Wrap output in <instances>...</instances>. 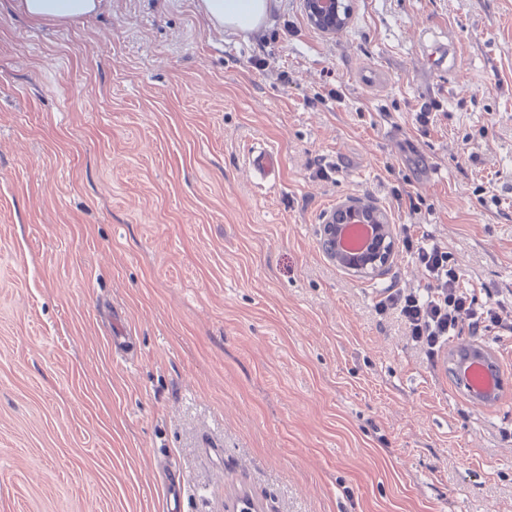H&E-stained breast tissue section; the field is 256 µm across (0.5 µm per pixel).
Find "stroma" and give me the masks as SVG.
Listing matches in <instances>:
<instances>
[{
	"instance_id": "1",
	"label": "stroma",
	"mask_w": 512,
	"mask_h": 512,
	"mask_svg": "<svg viewBox=\"0 0 512 512\" xmlns=\"http://www.w3.org/2000/svg\"><path fill=\"white\" fill-rule=\"evenodd\" d=\"M345 4L0 0V512H163L168 469L183 512H512V392L470 404L376 313L427 284L403 246L321 248L358 199L512 308V0ZM101 0H19L18 9L31 21L68 23L95 15ZM198 11L214 27L253 30L266 19L272 0H198ZM311 24L324 32H335L345 23L346 5L342 0H304ZM363 211L367 212V222L363 221V224L373 225L372 236L362 250L344 252L339 247L343 226L352 224ZM387 223L384 213L366 208L357 201H348L332 211L323 224L321 247L326 257L338 267L363 277L375 276L390 264L394 255L391 225Z\"/></svg>"
}]
</instances>
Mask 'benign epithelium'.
<instances>
[{
  "mask_svg": "<svg viewBox=\"0 0 512 512\" xmlns=\"http://www.w3.org/2000/svg\"><path fill=\"white\" fill-rule=\"evenodd\" d=\"M311 24L324 32H334L345 23L344 0H304ZM367 212V223L373 225L372 236L366 246L354 253L344 252L339 247V238L346 224ZM321 247L326 257L337 266L363 277L381 273L394 255L391 225L384 213L369 209L357 201L342 204L332 211L323 224Z\"/></svg>",
  "mask_w": 512,
  "mask_h": 512,
  "instance_id": "7a95c632",
  "label": "benign epithelium"
}]
</instances>
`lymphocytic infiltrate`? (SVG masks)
<instances>
[{"label": "lymphocytic infiltrate", "instance_id": "1", "mask_svg": "<svg viewBox=\"0 0 512 512\" xmlns=\"http://www.w3.org/2000/svg\"><path fill=\"white\" fill-rule=\"evenodd\" d=\"M402 243L426 271L429 284L422 290L384 288L375 310L380 315L396 311L429 361H437L447 342L461 332L476 339L492 332L512 333V311L498 302L478 304L462 287L446 247L411 232L404 233Z\"/></svg>", "mask_w": 512, "mask_h": 512}]
</instances>
